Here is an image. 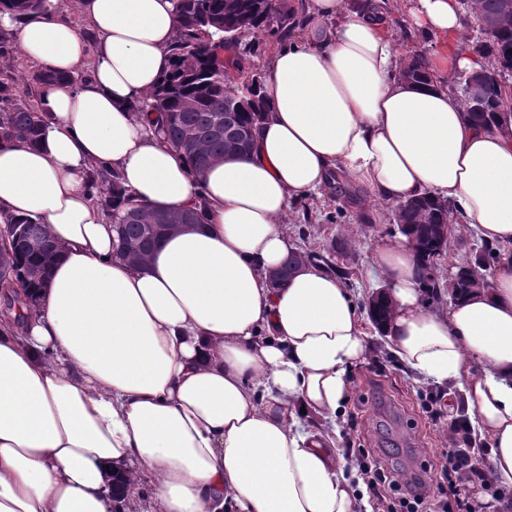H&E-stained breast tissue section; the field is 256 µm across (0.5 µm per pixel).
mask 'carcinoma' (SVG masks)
Masks as SVG:
<instances>
[{
    "label": "carcinoma",
    "instance_id": "cac0c4a2",
    "mask_svg": "<svg viewBox=\"0 0 512 512\" xmlns=\"http://www.w3.org/2000/svg\"><path fill=\"white\" fill-rule=\"evenodd\" d=\"M178 35L171 49L169 69L157 86L134 105L138 112H158L163 117V132L171 146L187 157L200 171L221 160L227 151L237 149L245 155L253 138L242 135L254 131L260 113L266 111L262 85L248 75L246 64L255 54L254 45L242 36L254 30L268 32L281 43L310 21L309 6L295 7L288 0H174ZM464 28L480 34L484 50L481 70L501 74L504 61H512V30L502 28L488 33L486 25L499 11L500 0H459ZM53 7L50 0H0V13L27 15ZM407 76L414 83L433 78L425 52L405 58L397 77ZM462 74L452 79V90L463 101L469 119L488 126L497 125V112L507 108L512 97L509 85L496 79L489 82L483 108L473 106L465 92ZM236 93L240 103L231 111V123L224 124V101ZM47 114L40 106L21 100L18 79L0 73V137L29 144L38 142ZM93 198L120 225L125 254L145 258L153 246L168 234L166 212L151 210L128 193L120 174L99 166L88 177ZM454 206L433 197L401 201L395 210L400 234L415 241L420 257L422 288L428 297L438 299L445 285L432 275L434 260L444 255L447 244L440 239L439 228L448 227L453 237L460 228L448 223ZM13 234L0 242V286L38 288L45 281L58 256L51 239L40 253L29 250L27 222L12 225Z\"/></svg>",
    "mask_w": 512,
    "mask_h": 512
}]
</instances>
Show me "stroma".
Here are the masks:
<instances>
[{
	"label": "stroma",
	"mask_w": 512,
	"mask_h": 512,
	"mask_svg": "<svg viewBox=\"0 0 512 512\" xmlns=\"http://www.w3.org/2000/svg\"><path fill=\"white\" fill-rule=\"evenodd\" d=\"M387 7L401 21L394 30L400 55L422 50L434 57L471 45L467 39H444L415 29L409 0H387ZM345 187L341 193L331 184L293 203L285 229L303 254L328 262L364 311L383 285L374 265L376 251L396 241L399 231L394 204L377 202L360 184L349 181ZM369 344L351 372L352 390L338 422L337 447L347 453L367 450L401 472H426L434 487H442L448 428L465 405L460 388L419 381L388 355L378 336H370Z\"/></svg>",
	"instance_id": "1"
}]
</instances>
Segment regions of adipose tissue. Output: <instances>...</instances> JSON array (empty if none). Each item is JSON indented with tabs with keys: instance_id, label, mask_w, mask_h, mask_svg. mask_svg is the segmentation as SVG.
Returning a JSON list of instances; mask_svg holds the SVG:
<instances>
[{
	"instance_id": "1",
	"label": "adipose tissue",
	"mask_w": 512,
	"mask_h": 512,
	"mask_svg": "<svg viewBox=\"0 0 512 512\" xmlns=\"http://www.w3.org/2000/svg\"><path fill=\"white\" fill-rule=\"evenodd\" d=\"M382 0H312L333 35L278 52L267 110L247 155L195 171L136 115L169 65L173 0H76L86 45L62 12L0 14L21 54L62 75L42 87L49 117L31 147L0 140V225L46 226L62 252L28 304L0 320V512H115L113 489L154 480L151 512H360L354 471L331 437L366 352L343 281L303 265L282 221L292 200L344 174L383 201H454L501 245L487 288L447 310L423 299L407 238L375 262L391 305L381 327L414 373L463 383L512 502V125L467 118L445 84L397 80ZM427 33L464 32L457 0H411ZM119 170L151 209L207 205L134 266L86 188L91 166Z\"/></svg>"
}]
</instances>
